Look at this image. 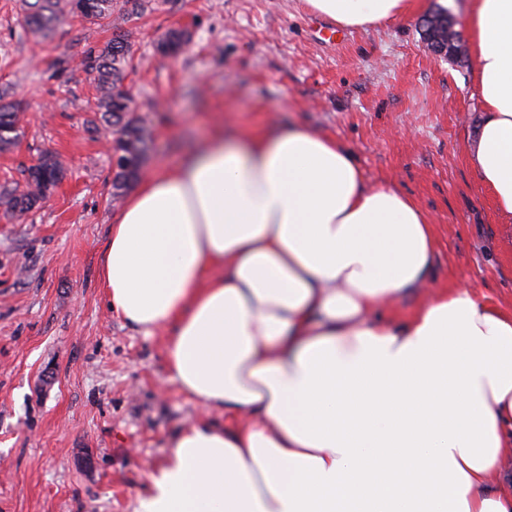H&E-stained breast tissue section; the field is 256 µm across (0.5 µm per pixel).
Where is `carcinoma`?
Returning a JSON list of instances; mask_svg holds the SVG:
<instances>
[{
  "label": "carcinoma",
  "mask_w": 512,
  "mask_h": 512,
  "mask_svg": "<svg viewBox=\"0 0 512 512\" xmlns=\"http://www.w3.org/2000/svg\"><path fill=\"white\" fill-rule=\"evenodd\" d=\"M150 7L149 0H21L27 35L35 41L48 37L61 19L77 16L85 21L112 27V38L102 46L81 53V68L97 93L101 121L112 128V156L117 158L112 175V199L121 198L136 181L146 162L151 131L135 113L125 81L133 55L124 24L139 19ZM20 103L4 101L0 95V151L10 149L22 135L18 113ZM42 180L29 175L23 189L0 190L3 213L20 219L45 199Z\"/></svg>",
  "instance_id": "1"
}]
</instances>
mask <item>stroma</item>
Instances as JSON below:
<instances>
[{
    "label": "stroma",
    "instance_id": "obj_1",
    "mask_svg": "<svg viewBox=\"0 0 512 512\" xmlns=\"http://www.w3.org/2000/svg\"><path fill=\"white\" fill-rule=\"evenodd\" d=\"M466 0L329 37L303 0H151L131 24L126 84L152 130L147 168L177 164L217 124L296 123L336 138L369 183L388 182L431 217L436 286L472 287L512 312V224L470 162L485 114ZM447 12L461 50L428 51L423 16ZM188 46L162 55V35ZM112 30L77 19L37 43L20 0H0V93L22 136L0 151V184L25 185L49 150L65 177L21 221L0 216V512H137L170 439L201 411L173 383L165 334L112 313L100 266L119 211L112 135L77 62Z\"/></svg>",
    "mask_w": 512,
    "mask_h": 512
}]
</instances>
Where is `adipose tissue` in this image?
I'll list each match as a JSON object with an SVG mask.
<instances>
[{
	"label": "adipose tissue",
	"instance_id": "obj_1",
	"mask_svg": "<svg viewBox=\"0 0 512 512\" xmlns=\"http://www.w3.org/2000/svg\"><path fill=\"white\" fill-rule=\"evenodd\" d=\"M304 2L352 28L415 6ZM469 23L485 112L470 160L508 224L512 0H471ZM434 248L413 199L299 126L217 134L141 178L101 280L111 311L165 332L204 416L137 512H512V314L436 287ZM411 292L409 316H381Z\"/></svg>",
	"mask_w": 512,
	"mask_h": 512
}]
</instances>
